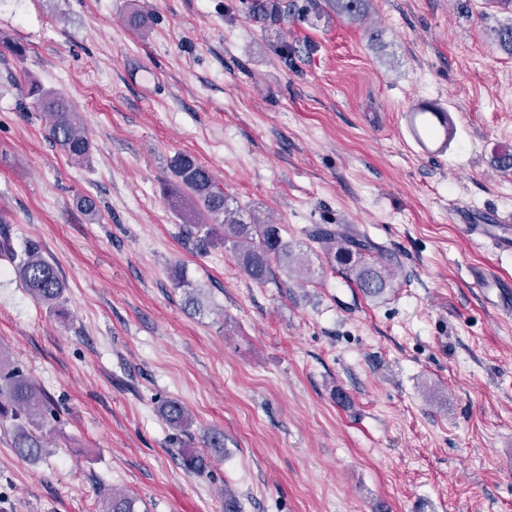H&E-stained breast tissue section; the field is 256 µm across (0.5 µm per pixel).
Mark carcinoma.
<instances>
[{"label":"carcinoma","instance_id":"carcinoma-1","mask_svg":"<svg viewBox=\"0 0 512 512\" xmlns=\"http://www.w3.org/2000/svg\"><path fill=\"white\" fill-rule=\"evenodd\" d=\"M370 0H328L336 17L359 22L368 15ZM252 15L261 21L274 19L283 13L280 0H252ZM26 96L34 100L35 108L45 119L49 139L69 157L86 161L93 145L80 129V119L68 101L37 82L27 83ZM431 115L444 128L445 136L452 134L448 115L432 105H422L416 115ZM171 174L167 189L175 197L190 199L197 210V220L181 228L183 239L198 252L217 245L231 244L242 272L257 283L273 275L272 263L290 274H304L307 263L303 253L282 235L279 224H271L253 214L246 217L230 207L224 191L218 187L210 171L185 154L170 159ZM309 237L321 250L331 256L364 294L378 298L392 287L395 270L384 260L369 262L362 258L366 244L359 236L334 224L316 225ZM0 254L14 267L15 273L30 295L41 304L58 306L62 303L65 283L57 268L48 261L38 244L28 243L16 250L7 237L0 236ZM172 280L183 289L184 309L194 313L203 310L201 288L187 280L180 267H174ZM48 412L45 392L17 367L9 362L0 349V421L11 422L9 433L16 454L28 461H37L48 454L41 425ZM158 414L178 434L188 433L193 417L178 400H166L158 406ZM203 447L219 451L224 448V433L209 429L201 434ZM179 454L184 468L202 475L209 466L208 455L197 448H181ZM99 512H139L137 498L112 491L103 497Z\"/></svg>","mask_w":512,"mask_h":512}]
</instances>
